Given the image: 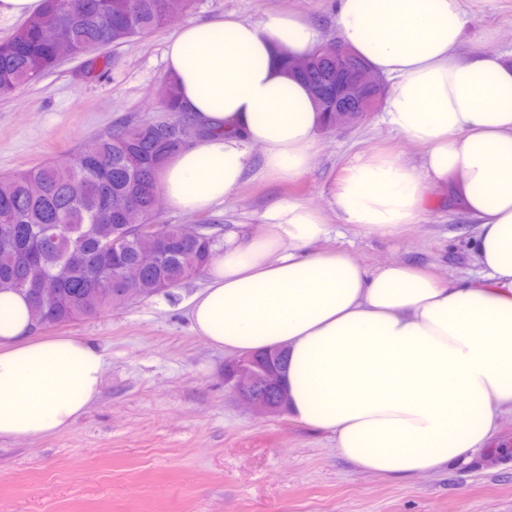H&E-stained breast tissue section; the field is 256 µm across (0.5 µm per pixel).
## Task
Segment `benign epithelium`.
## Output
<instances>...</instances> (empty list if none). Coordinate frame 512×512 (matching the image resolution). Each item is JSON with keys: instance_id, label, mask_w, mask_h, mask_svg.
I'll list each match as a JSON object with an SVG mask.
<instances>
[{"instance_id": "benign-epithelium-1", "label": "benign epithelium", "mask_w": 512, "mask_h": 512, "mask_svg": "<svg viewBox=\"0 0 512 512\" xmlns=\"http://www.w3.org/2000/svg\"><path fill=\"white\" fill-rule=\"evenodd\" d=\"M351 52L336 46L333 71L336 81L322 80L313 86L316 97L336 113V126L352 124L351 113L363 115L375 111L380 99L372 94L382 79L365 67L349 63ZM283 367L278 350L251 357H239L224 363V384L250 410L268 416L285 413L287 393L283 388Z\"/></svg>"}]
</instances>
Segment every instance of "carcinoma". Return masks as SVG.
Here are the masks:
<instances>
[{
  "label": "carcinoma",
  "mask_w": 512,
  "mask_h": 512,
  "mask_svg": "<svg viewBox=\"0 0 512 512\" xmlns=\"http://www.w3.org/2000/svg\"><path fill=\"white\" fill-rule=\"evenodd\" d=\"M192 0H44L43 11L0 42V94L40 78L65 58L86 57L102 47L141 39L185 11ZM60 29L58 49L39 39ZM328 46L308 57L311 83L329 70ZM163 120L128 123L101 137L93 151L0 177V291L26 295L33 304V329L96 315L108 304L106 289H133L148 297L202 272L213 242L190 236L181 224H158L148 234L126 223V210L153 214L158 176L184 145V129L195 126L179 100L177 83L161 86ZM118 243L112 248V243ZM148 252L153 265L141 264ZM509 448H491L476 468L499 465Z\"/></svg>",
  "instance_id": "cac0c4a2"
}]
</instances>
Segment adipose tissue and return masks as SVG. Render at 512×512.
Masks as SVG:
<instances>
[{
    "label": "adipose tissue",
    "mask_w": 512,
    "mask_h": 512,
    "mask_svg": "<svg viewBox=\"0 0 512 512\" xmlns=\"http://www.w3.org/2000/svg\"><path fill=\"white\" fill-rule=\"evenodd\" d=\"M336 19L340 43L389 83L381 123L421 146L420 159L356 153L331 213L280 202L255 232L225 230L186 306L196 335L227 354L283 349L289 415L333 436L341 459L410 478L496 447L499 417L512 412V61L461 56L462 0H337ZM318 43L293 13L180 29L166 68L211 132L164 167L159 190L173 208L224 204L256 167L289 182L309 170L323 117L280 56L306 57ZM451 179L477 223V275L369 269L348 251L317 249L332 217L400 233ZM104 366L87 338L33 335L29 300L0 292V438L69 429L97 400Z\"/></svg>",
    "instance_id": "ef3b65f1"
}]
</instances>
